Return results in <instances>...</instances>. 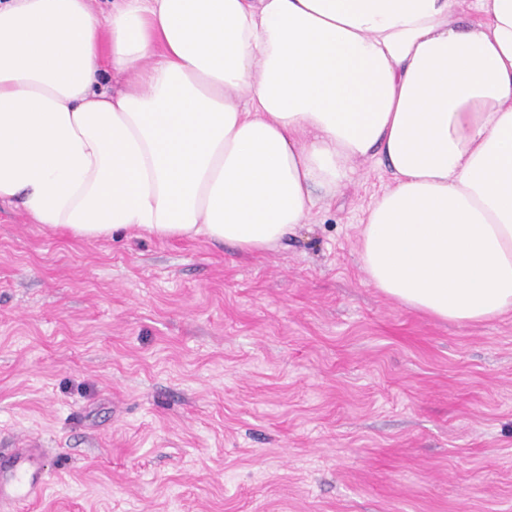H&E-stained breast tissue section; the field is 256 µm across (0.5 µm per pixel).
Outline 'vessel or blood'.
I'll return each instance as SVG.
<instances>
[{
  "label": "vessel or blood",
  "instance_id": "obj_1",
  "mask_svg": "<svg viewBox=\"0 0 512 512\" xmlns=\"http://www.w3.org/2000/svg\"><path fill=\"white\" fill-rule=\"evenodd\" d=\"M41 448H16L0 455V512H16L19 505L39 498L50 477Z\"/></svg>",
  "mask_w": 512,
  "mask_h": 512
}]
</instances>
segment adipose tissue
I'll list each match as a JSON object with an SVG mask.
<instances>
[{
    "instance_id": "1",
    "label": "adipose tissue",
    "mask_w": 512,
    "mask_h": 512,
    "mask_svg": "<svg viewBox=\"0 0 512 512\" xmlns=\"http://www.w3.org/2000/svg\"><path fill=\"white\" fill-rule=\"evenodd\" d=\"M374 155L370 284L511 311L512 0H0V203L48 229L262 252Z\"/></svg>"
}]
</instances>
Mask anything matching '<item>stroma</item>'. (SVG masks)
Returning <instances> with one entry per match:
<instances>
[{
	"mask_svg": "<svg viewBox=\"0 0 512 512\" xmlns=\"http://www.w3.org/2000/svg\"><path fill=\"white\" fill-rule=\"evenodd\" d=\"M358 162L262 253L85 239L0 203V452L44 449L34 512H512V311L385 296Z\"/></svg>",
	"mask_w": 512,
	"mask_h": 512,
	"instance_id": "35a3bbf8",
	"label": "stroma"
}]
</instances>
